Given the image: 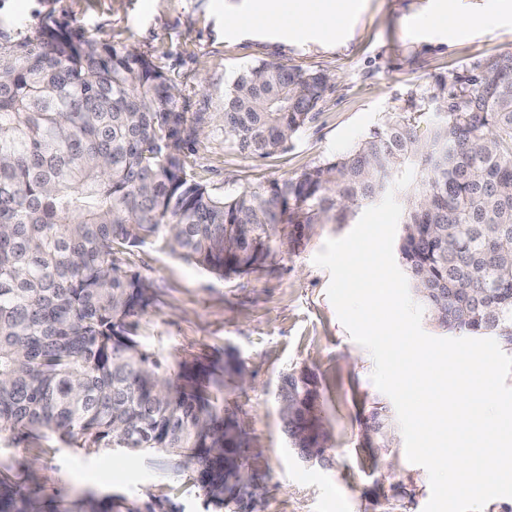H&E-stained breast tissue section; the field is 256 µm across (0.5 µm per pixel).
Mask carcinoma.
<instances>
[{
	"instance_id": "carcinoma-1",
	"label": "carcinoma",
	"mask_w": 512,
	"mask_h": 512,
	"mask_svg": "<svg viewBox=\"0 0 512 512\" xmlns=\"http://www.w3.org/2000/svg\"><path fill=\"white\" fill-rule=\"evenodd\" d=\"M330 86L321 71L249 65L224 95V143L287 148ZM435 117L404 112L301 175L215 193L187 172L196 132L152 60L76 30L52 11L0 31V436L46 432L86 450L159 453L187 471L205 512H251L239 484L242 426L219 374L169 366L137 333L151 285L124 255L150 245L221 277L264 267L312 224H345L413 168L397 251L434 324L512 352V53L473 85L437 82ZM288 444L323 456L328 432L306 370L276 397ZM371 448L394 426L377 402ZM0 512H183L167 496L40 502L0 473Z\"/></svg>"
}]
</instances>
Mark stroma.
Wrapping results in <instances>:
<instances>
[{
    "label": "stroma",
    "instance_id": "obj_1",
    "mask_svg": "<svg viewBox=\"0 0 512 512\" xmlns=\"http://www.w3.org/2000/svg\"><path fill=\"white\" fill-rule=\"evenodd\" d=\"M250 0H49L56 16L88 34L149 57L196 118L194 178L230 193L299 176L350 150L371 129L403 112L435 110L437 79L477 72L512 53V0H361L359 11L322 31L256 22ZM492 21L484 30L483 21ZM276 61L331 78L314 119L288 147L259 158L224 143V94L246 66ZM351 230L315 224L298 246L276 249L264 268L221 278L151 246L130 268L152 286L140 319L150 351L168 362L223 359L233 352L246 382L225 381L224 405L245 429V470L260 493L253 512H423L426 470L407 461L402 438L368 447L362 421L389 404L371 380L373 360L339 321L327 297L329 272L314 264L325 241ZM317 380L330 433L326 460L303 462L289 447L274 393L284 375ZM0 472L33 493L174 498L201 512L199 489L155 456L123 449L70 448L54 434L0 441Z\"/></svg>",
    "mask_w": 512,
    "mask_h": 512
}]
</instances>
